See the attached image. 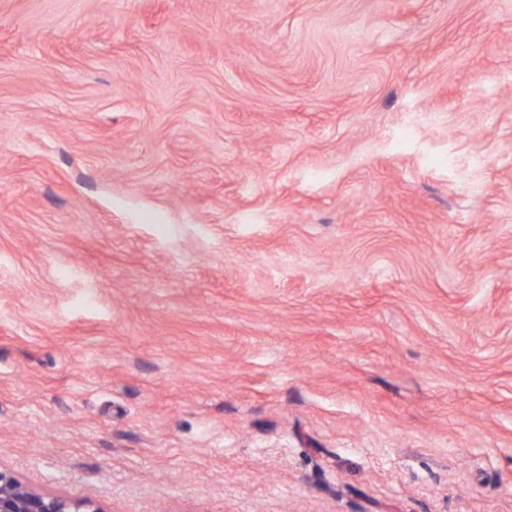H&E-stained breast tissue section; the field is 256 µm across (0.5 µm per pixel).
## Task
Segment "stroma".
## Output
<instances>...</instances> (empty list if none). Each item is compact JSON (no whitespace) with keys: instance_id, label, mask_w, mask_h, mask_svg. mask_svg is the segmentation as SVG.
<instances>
[{"instance_id":"obj_1","label":"stroma","mask_w":512,"mask_h":512,"mask_svg":"<svg viewBox=\"0 0 512 512\" xmlns=\"http://www.w3.org/2000/svg\"><path fill=\"white\" fill-rule=\"evenodd\" d=\"M0 470L512 512V0H0Z\"/></svg>"}]
</instances>
